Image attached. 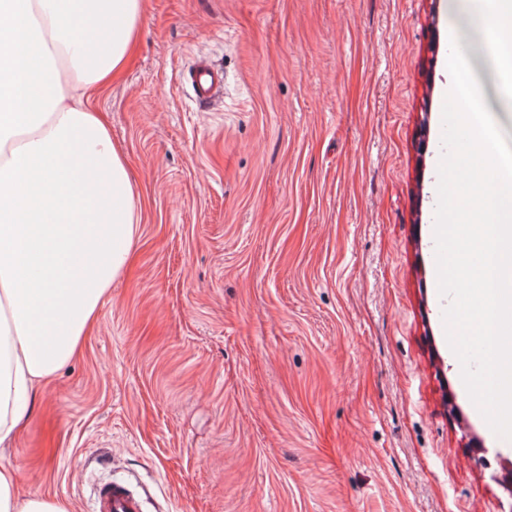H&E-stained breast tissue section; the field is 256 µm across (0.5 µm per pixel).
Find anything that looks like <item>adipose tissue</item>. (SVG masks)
I'll return each mask as SVG.
<instances>
[{
  "label": "adipose tissue",
  "instance_id": "adipose-tissue-1",
  "mask_svg": "<svg viewBox=\"0 0 512 512\" xmlns=\"http://www.w3.org/2000/svg\"><path fill=\"white\" fill-rule=\"evenodd\" d=\"M144 0H0V445L34 412L42 383L74 356L138 238V184L93 93L127 65ZM445 97L512 185V0H448ZM68 62L48 80L47 63ZM0 512H67L18 495L0 456Z\"/></svg>",
  "mask_w": 512,
  "mask_h": 512
}]
</instances>
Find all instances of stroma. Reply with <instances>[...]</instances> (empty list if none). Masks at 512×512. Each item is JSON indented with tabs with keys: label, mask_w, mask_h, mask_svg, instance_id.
Returning <instances> with one entry per match:
<instances>
[{
	"label": "stroma",
	"mask_w": 512,
	"mask_h": 512,
	"mask_svg": "<svg viewBox=\"0 0 512 512\" xmlns=\"http://www.w3.org/2000/svg\"><path fill=\"white\" fill-rule=\"evenodd\" d=\"M446 0H146L91 101L140 235L9 457L93 512H502L512 440L448 348L434 242ZM224 73L197 103L188 70ZM96 509L97 512H143V502L123 484L111 482L98 488Z\"/></svg>",
	"instance_id": "1"
}]
</instances>
